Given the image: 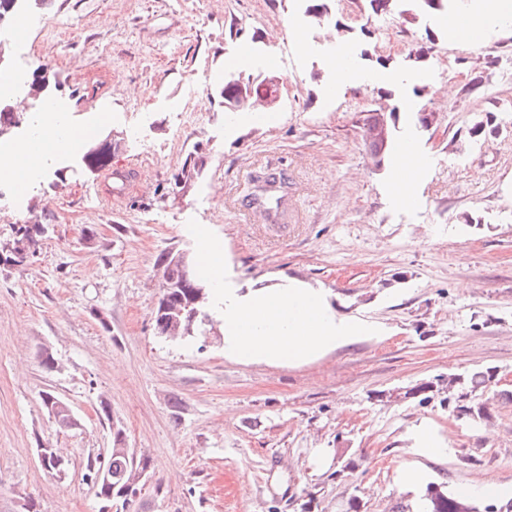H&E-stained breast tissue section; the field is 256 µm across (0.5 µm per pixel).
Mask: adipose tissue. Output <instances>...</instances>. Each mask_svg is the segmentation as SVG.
Listing matches in <instances>:
<instances>
[{"mask_svg": "<svg viewBox=\"0 0 512 512\" xmlns=\"http://www.w3.org/2000/svg\"><path fill=\"white\" fill-rule=\"evenodd\" d=\"M460 15L446 23L448 35L480 44L512 25V0H467ZM31 136L37 148L21 153L0 148V182L26 184L32 172L50 167L61 150H74L84 132L53 107L35 113ZM397 152L390 180V199L401 209L414 205L421 172L428 168L413 135H406ZM188 232L194 242V262L210 293L208 309L222 328L226 360L272 367L310 363L337 348L379 337V324L339 312L331 294L302 280L283 276L270 284L240 281L227 263L222 240L208 226Z\"/></svg>", "mask_w": 512, "mask_h": 512, "instance_id": "ef3b65f1", "label": "adipose tissue"}]
</instances>
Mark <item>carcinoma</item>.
Wrapping results in <instances>:
<instances>
[{"label": "carcinoma", "instance_id": "obj_1", "mask_svg": "<svg viewBox=\"0 0 512 512\" xmlns=\"http://www.w3.org/2000/svg\"><path fill=\"white\" fill-rule=\"evenodd\" d=\"M457 0H369L372 12L376 15L387 14L398 11L399 15L409 17L413 20L422 15L448 16L451 10L456 8ZM16 92L20 96L32 102L34 111L39 112L43 103L48 99L49 92L36 93L34 83L26 81L18 85ZM8 104V100L0 97V138L20 127L30 126V117L25 112H5L2 106ZM388 123L389 132L387 141H377L371 136L373 129L382 124ZM399 111L393 107L388 112H374L367 117L362 127V138L368 147L376 167L384 166L385 161L391 157L393 148L399 138ZM112 160V151H96L89 149L83 151L73 165L60 166L45 176L62 178L63 173L71 170L85 175L98 173L99 170L108 166ZM45 233V226L42 224H18L13 230L12 237L0 242V263L9 264L15 259L13 251L18 245L29 251L38 249L40 238ZM191 289L189 288H165L163 294L153 312V321L157 334L169 338V332L164 316L161 315V305L174 306L189 300ZM208 305V291H203L202 300L194 305L198 315L192 322H184L185 328L177 337L179 341H187L194 338L196 332L204 331L210 325L211 320L206 307ZM495 385V374L492 369H474L452 377L443 378L438 376L433 380L417 384L406 389L403 398H412L417 394L422 395L421 401L429 402L435 398L441 402L455 404L457 418L464 420L471 425H477L489 418V404L484 396ZM43 403L50 408L55 420L63 427H71L74 424L73 418L56 408L55 396L47 393L43 397ZM108 467L112 475L108 480L96 486V496H112L116 504L117 512H128L134 496L124 492V475L129 466V459L124 456L109 455L105 461L89 459L86 469H97L100 466ZM427 512H512V499L505 503H489L480 505L470 497L460 492H449L441 485L430 483L426 488Z\"/></svg>", "mask_w": 512, "mask_h": 512}]
</instances>
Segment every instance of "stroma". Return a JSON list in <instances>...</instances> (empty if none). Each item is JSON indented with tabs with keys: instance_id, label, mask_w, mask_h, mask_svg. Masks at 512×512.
<instances>
[{
	"instance_id": "stroma-1",
	"label": "stroma",
	"mask_w": 512,
	"mask_h": 512,
	"mask_svg": "<svg viewBox=\"0 0 512 512\" xmlns=\"http://www.w3.org/2000/svg\"><path fill=\"white\" fill-rule=\"evenodd\" d=\"M327 5L351 28L349 65L376 81L337 83L330 31L305 0H46L41 26L25 31L39 55L6 41L0 75L51 65L57 110L92 141L116 134L112 167L137 168L138 183L117 192L70 174L32 186L17 213L16 189L0 185L1 241L17 224L47 227L29 265L0 264V512L29 501L99 512L85 463L117 430L150 460L130 512H425L396 482L414 459L449 491L491 484L494 501L512 499V402L491 400V420L472 427L439 401L394 397L476 368L496 369L512 391V27L475 46L449 40L437 16ZM430 30L426 58L409 60ZM412 69L423 96L405 78ZM233 72L281 77L267 121L225 108ZM386 105L438 117L418 134L433 165L408 210L389 204L391 169L373 167L361 138ZM185 107L194 119L183 124ZM485 119L492 131L470 138ZM190 156L202 167L173 193ZM190 224L211 225L238 279H302L387 337L288 368L225 360L216 328L188 346L158 336L156 258L193 252ZM47 392L75 426L48 413ZM424 418L450 439L447 457H415ZM41 445L66 452L65 477L41 465Z\"/></svg>"
}]
</instances>
